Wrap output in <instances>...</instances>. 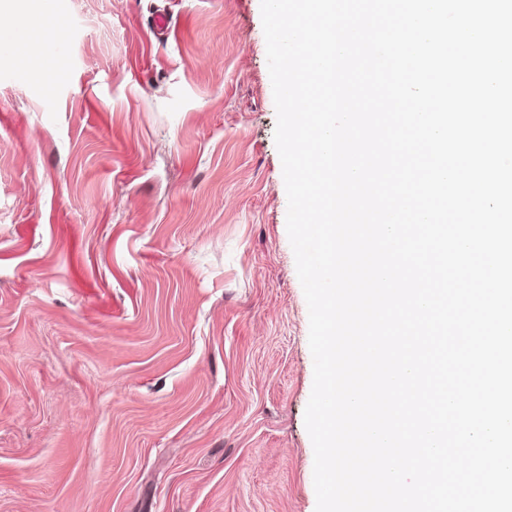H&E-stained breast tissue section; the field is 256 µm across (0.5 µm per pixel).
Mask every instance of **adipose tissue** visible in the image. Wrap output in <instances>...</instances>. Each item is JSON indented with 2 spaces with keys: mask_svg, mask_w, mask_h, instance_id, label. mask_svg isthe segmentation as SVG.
<instances>
[{
  "mask_svg": "<svg viewBox=\"0 0 512 512\" xmlns=\"http://www.w3.org/2000/svg\"><path fill=\"white\" fill-rule=\"evenodd\" d=\"M6 8L19 16L18 24L8 29L19 62L36 70L42 69L44 59L39 47L46 38L63 30L61 14L54 10L49 0H43L38 6L33 0H8Z\"/></svg>",
  "mask_w": 512,
  "mask_h": 512,
  "instance_id": "ef3b65f1",
  "label": "adipose tissue"
}]
</instances>
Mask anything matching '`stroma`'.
Segmentation results:
<instances>
[{"label": "stroma", "instance_id": "obj_1", "mask_svg": "<svg viewBox=\"0 0 512 512\" xmlns=\"http://www.w3.org/2000/svg\"><path fill=\"white\" fill-rule=\"evenodd\" d=\"M53 4L0 52V512H315L260 0ZM6 1H15L5 3L4 8L17 13L19 23L9 28H1L0 35H13L14 52L19 62L39 71L44 62L39 51L40 44L64 29L63 18L54 10L50 1H39L41 7L34 5L33 0Z\"/></svg>", "mask_w": 512, "mask_h": 512}]
</instances>
